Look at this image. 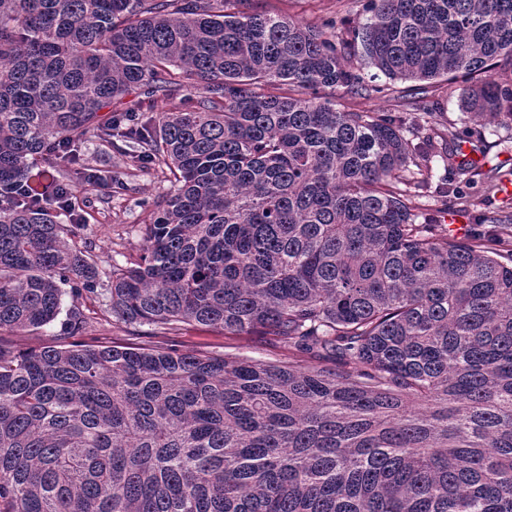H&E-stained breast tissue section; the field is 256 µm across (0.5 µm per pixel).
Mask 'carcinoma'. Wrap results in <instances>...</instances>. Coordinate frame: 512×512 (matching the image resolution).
I'll return each instance as SVG.
<instances>
[{"instance_id": "cac0c4a2", "label": "carcinoma", "mask_w": 512, "mask_h": 512, "mask_svg": "<svg viewBox=\"0 0 512 512\" xmlns=\"http://www.w3.org/2000/svg\"><path fill=\"white\" fill-rule=\"evenodd\" d=\"M252 0H0V512H512V244L416 222L413 116L442 78L512 125V0H366L318 28ZM189 108L136 121L142 100ZM138 95L121 117L100 115ZM173 175L112 315L258 336L288 364L161 341L22 352L100 272L85 142ZM458 184L500 180L461 163ZM73 213L59 224L53 207ZM402 101L392 99L390 95L384 96V94H374L370 98H354L349 101L348 105L354 111L359 112H377L384 111L390 112L391 114L398 115V112L407 107L403 105Z\"/></svg>"}]
</instances>
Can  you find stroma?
<instances>
[{
  "label": "stroma",
  "instance_id": "stroma-1",
  "mask_svg": "<svg viewBox=\"0 0 512 512\" xmlns=\"http://www.w3.org/2000/svg\"><path fill=\"white\" fill-rule=\"evenodd\" d=\"M364 0H253L259 11L283 13L313 26H323L340 15H361ZM462 81L440 83L435 95L428 100L430 112L444 130L457 134L463 151H470L466 138L478 131L486 147L483 167L499 168L501 173L512 172V127L496 123L477 124L460 108ZM88 168L106 171L109 181L101 187L88 190L83 205L84 223L75 243L90 247L102 271L128 265L137 259L142 244V232L150 221L154 201L170 190L168 176L160 168H136L126 165L108 143L92 140L84 147ZM427 187L420 190L414 203L421 214L443 224L453 233L487 232V225L478 221L482 212L502 215L512 213V198H504L488 184L475 182L463 186L462 199H443L440 189L454 173L440 158H433L424 172ZM81 309L87 328L78 334V341L101 344L109 341L135 342L137 337L149 335L150 326H129L116 321L107 310L104 296L83 299ZM165 344L180 350H194L226 357L249 356L266 362H285L293 354L288 348L269 343L255 336H231L200 325H184L167 333Z\"/></svg>",
  "mask_w": 512,
  "mask_h": 512
}]
</instances>
